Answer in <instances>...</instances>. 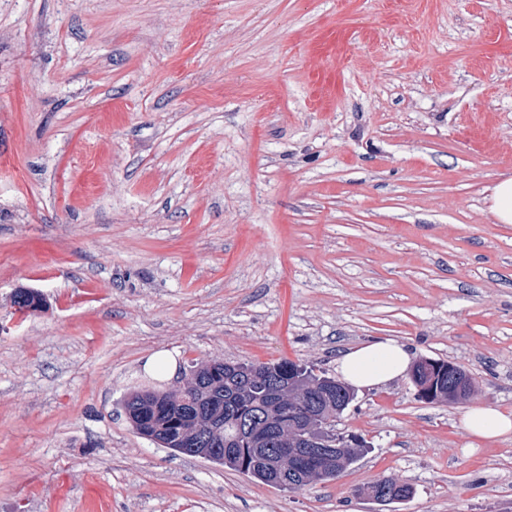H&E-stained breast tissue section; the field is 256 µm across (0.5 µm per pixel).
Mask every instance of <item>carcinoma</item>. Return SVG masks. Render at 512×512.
Masks as SVG:
<instances>
[{
  "label": "carcinoma",
  "instance_id": "1",
  "mask_svg": "<svg viewBox=\"0 0 512 512\" xmlns=\"http://www.w3.org/2000/svg\"><path fill=\"white\" fill-rule=\"evenodd\" d=\"M13 305L21 313H33L44 309L45 300L32 288H18ZM421 364L420 360L414 363L413 385L425 387L437 401L448 400L454 391L448 363L440 362L438 371L430 374L421 372ZM353 398L354 393L338 379L288 359L276 363L211 361L191 367L179 394L135 390L123 407L136 432L153 443L185 455H194L199 448H220L222 452L211 461L291 492L339 478L365 453L363 438L338 431L336 437L353 444L311 468H294L297 429L319 432L324 420L340 418ZM256 439L268 449L261 459L252 452ZM380 484L387 492L376 498L378 503L390 505L413 495L409 485L392 477L370 482L358 494L365 497Z\"/></svg>",
  "mask_w": 512,
  "mask_h": 512
}]
</instances>
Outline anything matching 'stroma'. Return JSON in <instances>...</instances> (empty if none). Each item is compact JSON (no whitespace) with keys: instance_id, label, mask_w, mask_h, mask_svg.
<instances>
[{"instance_id":"1","label":"stroma","mask_w":512,"mask_h":512,"mask_svg":"<svg viewBox=\"0 0 512 512\" xmlns=\"http://www.w3.org/2000/svg\"><path fill=\"white\" fill-rule=\"evenodd\" d=\"M506 177L512 0H0V512H512V433L462 426L512 413ZM373 339L471 397L356 390L370 452L298 491L122 408L215 359L332 376ZM382 477L412 498L358 495ZM489 209L497 223L512 224V178L500 180L493 187ZM13 305L21 313H33L44 309L45 300L32 288H18L13 294ZM463 425L472 436L494 438L512 431V415L494 407H482L468 412ZM383 484L387 487V492L380 497H376L374 500L378 503H385L386 505H390L393 503H398L408 499L413 495V489L409 485L401 483L399 480L392 477H382L373 482L368 483L360 487L357 492L360 496H367L369 498V492L377 485Z\"/></svg>"}]
</instances>
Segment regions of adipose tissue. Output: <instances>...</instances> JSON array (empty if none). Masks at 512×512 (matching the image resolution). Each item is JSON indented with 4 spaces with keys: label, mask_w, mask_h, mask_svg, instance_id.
Listing matches in <instances>:
<instances>
[{
    "label": "adipose tissue",
    "mask_w": 512,
    "mask_h": 512,
    "mask_svg": "<svg viewBox=\"0 0 512 512\" xmlns=\"http://www.w3.org/2000/svg\"><path fill=\"white\" fill-rule=\"evenodd\" d=\"M408 350L396 342L374 341L345 353L338 361L342 379L356 387H374L388 383L407 369ZM463 425L469 434L489 439L512 431V415L494 407H482L468 412Z\"/></svg>",
    "instance_id": "1"
}]
</instances>
